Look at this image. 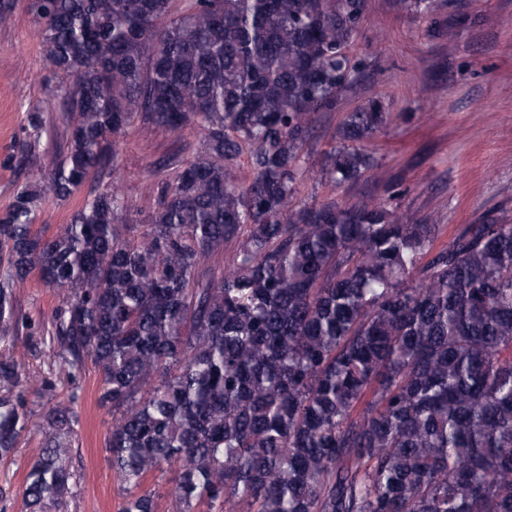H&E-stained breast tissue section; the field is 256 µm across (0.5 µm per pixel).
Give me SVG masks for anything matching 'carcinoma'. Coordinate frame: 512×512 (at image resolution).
<instances>
[{
    "mask_svg": "<svg viewBox=\"0 0 512 512\" xmlns=\"http://www.w3.org/2000/svg\"><path fill=\"white\" fill-rule=\"evenodd\" d=\"M30 0L69 138L0 219V342L11 288L55 290L46 369L0 360V459L45 443L28 512L71 492L76 415L34 421L32 391L93 367L112 409L120 512H158L148 479L175 469L173 512H512V224L410 222L385 202L296 200L319 117L361 64L365 0ZM199 134L154 163L155 204L115 183L71 223L35 228L45 195L115 175L138 118ZM381 99L346 114L321 173L377 169L363 148ZM249 178L238 184L241 166Z\"/></svg>",
    "mask_w": 512,
    "mask_h": 512,
    "instance_id": "obj_1",
    "label": "carcinoma"
}]
</instances>
